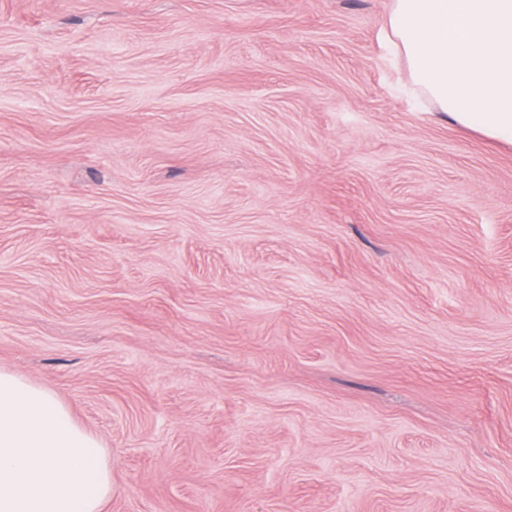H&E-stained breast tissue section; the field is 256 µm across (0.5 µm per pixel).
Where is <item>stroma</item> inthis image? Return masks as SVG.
I'll use <instances>...</instances> for the list:
<instances>
[{
    "label": "stroma",
    "mask_w": 512,
    "mask_h": 512,
    "mask_svg": "<svg viewBox=\"0 0 512 512\" xmlns=\"http://www.w3.org/2000/svg\"><path fill=\"white\" fill-rule=\"evenodd\" d=\"M390 0H0V370L103 512H512V145Z\"/></svg>",
    "instance_id": "stroma-1"
}]
</instances>
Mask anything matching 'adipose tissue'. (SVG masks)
Instances as JSON below:
<instances>
[{"instance_id": "obj_1", "label": "adipose tissue", "mask_w": 512, "mask_h": 512, "mask_svg": "<svg viewBox=\"0 0 512 512\" xmlns=\"http://www.w3.org/2000/svg\"><path fill=\"white\" fill-rule=\"evenodd\" d=\"M380 39L438 112L512 143V0H392Z\"/></svg>"}]
</instances>
